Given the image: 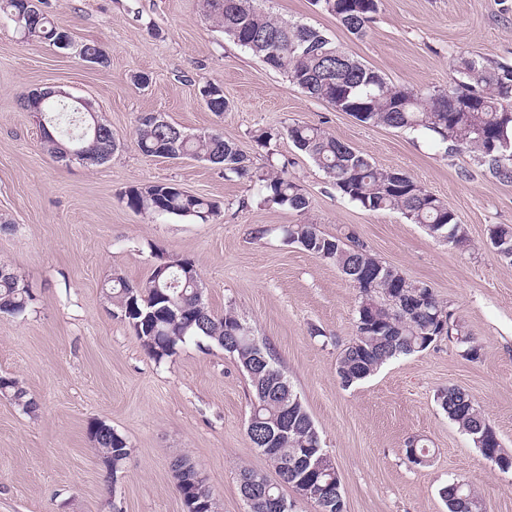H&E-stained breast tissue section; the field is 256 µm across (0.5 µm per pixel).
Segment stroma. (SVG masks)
I'll use <instances>...</instances> for the list:
<instances>
[{"label":"stroma","instance_id":"stroma-1","mask_svg":"<svg viewBox=\"0 0 512 512\" xmlns=\"http://www.w3.org/2000/svg\"><path fill=\"white\" fill-rule=\"evenodd\" d=\"M49 4L55 24L75 42H97L108 63L86 64L0 24V218L9 222L0 261L33 295L26 316L0 314V375L16 378L38 404L27 415L0 397V512H185L171 472L178 452L202 471L219 512H246L241 466L275 478L246 435L251 389L236 360L190 342L155 362L105 298L110 278L142 285L161 256L194 260L211 312L234 309L273 349L334 460L346 512H448L439 490L455 478L474 488L486 512H512V472L485 460L437 403L444 388L466 389L512 452V264L486 244L489 226L512 225V182L473 153L439 150L428 132L365 124L310 98L228 40L203 0ZM261 7L322 30L387 81L424 93L447 92L463 57L512 66V0H380L361 38L313 0ZM135 72L150 84L135 85ZM207 82L224 91L223 115L202 102ZM46 87L92 102L118 142L107 162L65 164L42 151L36 119L18 96ZM145 113L221 134L256 167L287 164L308 210L266 201L253 183L226 180L205 161L142 155L135 130ZM296 122L411 176L454 211L466 245L341 197L287 137ZM264 131L271 139L261 146L255 137ZM154 182L215 201L221 214L202 223L139 214L123 202L129 186ZM292 224L352 232L382 263L427 282L478 358L444 337L342 388L336 359L355 333L358 292L336 266L288 242L283 230ZM96 421L128 442L117 475L89 438ZM420 438L432 454L425 465L405 454Z\"/></svg>","mask_w":512,"mask_h":512}]
</instances>
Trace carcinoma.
Segmentation results:
<instances>
[{"label": "carcinoma", "mask_w": 512, "mask_h": 512, "mask_svg": "<svg viewBox=\"0 0 512 512\" xmlns=\"http://www.w3.org/2000/svg\"><path fill=\"white\" fill-rule=\"evenodd\" d=\"M25 0H0V20L11 22L56 47L69 32L56 26L44 11L36 12L34 25L23 16ZM257 0H205L206 11L226 37L251 51L267 67L285 75L309 97L330 106H342L359 113L360 122L403 130H426L442 149L464 148L504 182H512V68L491 67L478 58H465L456 68L454 86L446 94L424 95L397 87L336 44L324 32L301 23H290L260 10ZM380 0H315L336 17L357 38L366 35L378 12ZM200 95L208 98L207 108L224 113L229 103L221 87L207 83ZM22 107L46 116L41 128V145L50 157L69 160L72 151L80 161L99 164L118 149L112 128L97 112H83L84 127L78 136L67 134L57 122L60 112H79L81 105L62 99H42L31 92L21 94ZM294 146L325 173L338 194L371 211L397 210L412 224L437 233L459 226L448 204L427 191L407 174L393 178L377 168L363 153L327 133L321 127L295 123L286 129ZM136 145L145 156L180 158L206 157L219 164L227 179H246L259 185L265 198L305 211L309 199L288 177L286 165L253 166L250 158L233 141L219 134H189L179 126L148 113L139 118ZM126 206L148 215H175L208 222L219 215V206L180 187L165 182L131 186L122 193ZM286 236L305 251L342 270L358 291L355 334L336 360V374L344 387L356 385L392 359L422 352L436 340V318L448 315L447 306L430 286L419 280L392 278L385 271L363 266L352 235L326 236L315 224H295ZM488 238L512 253V225L495 224ZM174 262L167 271L151 272L141 286H132L120 276L112 277L106 296L128 321L147 354L161 363L177 354L188 342L213 344L232 355L248 378L252 400L246 433L258 445L271 442V464H291L321 444L319 431L304 404L296 405L294 423L288 407L298 397L287 376L277 367L267 343L249 338H232L245 325L236 312L214 315L200 298L195 279L198 271ZM33 297L24 288L12 265L0 262V314L23 317ZM0 396L22 412L33 414L37 402L17 379L0 375ZM437 402L448 418L470 438L481 439L480 453L496 456L512 470V454L484 417L473 396L464 388L441 390ZM95 449L104 463H112V474L122 468L130 454L126 440L117 432L99 441ZM191 472L173 474L177 490L190 505L203 507L213 499L207 485L187 484ZM239 487L253 489L254 507L248 512H268L265 502L282 495V483L247 465L240 467ZM448 512H479L481 499L470 485L457 480L441 488Z\"/></svg>", "instance_id": "cac0c4a2"}]
</instances>
